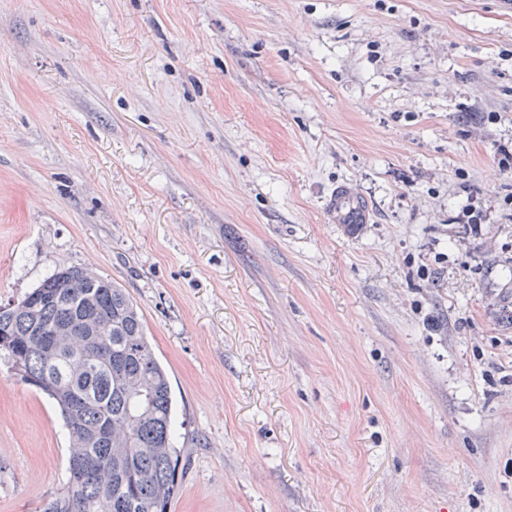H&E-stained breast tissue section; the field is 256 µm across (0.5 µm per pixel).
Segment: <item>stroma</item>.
<instances>
[{"mask_svg": "<svg viewBox=\"0 0 512 512\" xmlns=\"http://www.w3.org/2000/svg\"><path fill=\"white\" fill-rule=\"evenodd\" d=\"M510 146L512 0H0V303L126 289L170 512H512ZM68 457L0 361V512ZM332 224L355 230L351 224H367L368 208L364 198L349 184L336 185L327 204Z\"/></svg>", "mask_w": 512, "mask_h": 512, "instance_id": "obj_1", "label": "stroma"}]
</instances>
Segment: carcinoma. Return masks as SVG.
Masks as SVG:
<instances>
[{
  "label": "carcinoma",
  "instance_id": "obj_1",
  "mask_svg": "<svg viewBox=\"0 0 512 512\" xmlns=\"http://www.w3.org/2000/svg\"><path fill=\"white\" fill-rule=\"evenodd\" d=\"M59 411L69 458L87 464L42 512H169L179 490L174 399L126 289L83 267L55 270L0 305V359Z\"/></svg>",
  "mask_w": 512,
  "mask_h": 512
}]
</instances>
